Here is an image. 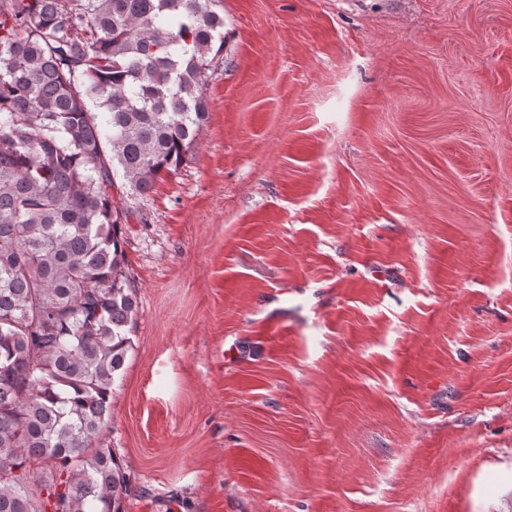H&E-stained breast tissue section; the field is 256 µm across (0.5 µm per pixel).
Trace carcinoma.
Instances as JSON below:
<instances>
[{
  "label": "carcinoma",
  "instance_id": "carcinoma-1",
  "mask_svg": "<svg viewBox=\"0 0 512 512\" xmlns=\"http://www.w3.org/2000/svg\"><path fill=\"white\" fill-rule=\"evenodd\" d=\"M5 2L0 512H125L100 439L138 313L123 201L176 171L206 122L224 15L216 0Z\"/></svg>",
  "mask_w": 512,
  "mask_h": 512
}]
</instances>
